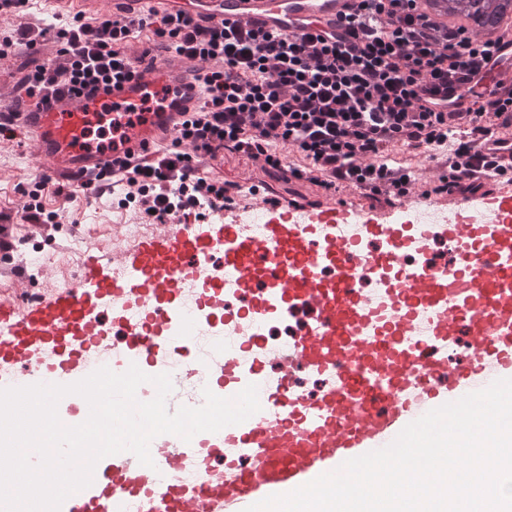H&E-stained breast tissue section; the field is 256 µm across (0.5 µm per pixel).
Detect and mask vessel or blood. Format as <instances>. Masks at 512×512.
<instances>
[{
    "mask_svg": "<svg viewBox=\"0 0 512 512\" xmlns=\"http://www.w3.org/2000/svg\"><path fill=\"white\" fill-rule=\"evenodd\" d=\"M59 14L98 12L99 0H44ZM360 0H108L109 13L184 10L210 27L309 34L348 43V20ZM133 78L94 92L51 94L40 107H12V125L34 144L42 174L95 182L106 164L154 158L172 141L205 96L203 66L150 53ZM494 82L512 86V34L499 44ZM504 174L486 178L494 218L451 224H392L366 220L360 238L341 233L344 219L364 217L362 190L328 198L306 221L272 218L260 234L248 225H200L178 216L165 232L141 240L112 260L85 266L63 288L20 309L0 301V361L25 363L28 384L65 376L75 383L110 343V324L125 335L111 369L137 365L144 373L205 376L209 389L232 397L258 388L260 409L244 422L191 441L172 434L150 443L153 466L128 451L100 459L92 484L69 496L61 512H244L286 494L345 461L388 446L428 411L512 379V141H486ZM446 239L450 261L405 264L434 238ZM223 266V279L212 268ZM373 280L376 291L361 295ZM194 310H187L186 296ZM112 312L104 314L103 299ZM240 302L231 310V302ZM306 326L288 344H266L262 329L289 312ZM223 322L237 337L223 359L201 357L192 324ZM471 336L469 361L446 375L447 352L460 334ZM323 380L309 398L294 380L296 367ZM83 399L64 396L63 424L87 418ZM200 470L193 481L185 468Z\"/></svg>",
    "mask_w": 512,
    "mask_h": 512,
    "instance_id": "b4317fda",
    "label": "vessel or blood"
}]
</instances>
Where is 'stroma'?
<instances>
[{
	"mask_svg": "<svg viewBox=\"0 0 512 512\" xmlns=\"http://www.w3.org/2000/svg\"><path fill=\"white\" fill-rule=\"evenodd\" d=\"M57 46L45 43L37 56H10L0 59V106L18 102L20 69H31L33 60L54 57ZM40 175L33 144L24 138L0 141V212L13 214L21 202L20 190ZM47 209L70 216L53 236L27 224L12 227L10 234L20 249L16 260L19 270L0 273V300L15 303L50 294L91 261L107 263L114 255L112 243L124 232L125 225L143 222L134 209H120L111 197L93 202L61 195L46 198Z\"/></svg>",
	"mask_w": 512,
	"mask_h": 512,
	"instance_id": "35a3bbf8",
	"label": "stroma"
}]
</instances>
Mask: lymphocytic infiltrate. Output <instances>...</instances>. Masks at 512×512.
<instances>
[{
	"instance_id": "obj_1",
	"label": "lymphocytic infiltrate",
	"mask_w": 512,
	"mask_h": 512,
	"mask_svg": "<svg viewBox=\"0 0 512 512\" xmlns=\"http://www.w3.org/2000/svg\"><path fill=\"white\" fill-rule=\"evenodd\" d=\"M416 2L362 0L363 15L350 22L355 41L342 48L309 34L213 29L182 11L75 16L34 27L24 21L28 0H0V11L19 20L12 36L0 40V58L58 44L56 57L23 80L27 95L40 101L52 92L78 93L131 77L129 44L142 32L165 51L209 63L202 76L206 99L183 121L172 147L154 160L125 161L99 175L119 206L136 208L152 224L191 213L205 220L233 208L237 183L201 168L197 150L259 163L263 201L274 208L297 204L277 190L280 181L303 182L324 195L359 188L375 206L416 194L473 195L479 190L475 169L494 166L480 143L512 113V89L473 83L492 61L495 43L441 27L419 13ZM466 82L481 101L477 111L431 109L432 100ZM445 145L465 165L420 188L412 159L438 155ZM55 192L43 179L23 189L22 223H62L63 215L43 205Z\"/></svg>"
}]
</instances>
